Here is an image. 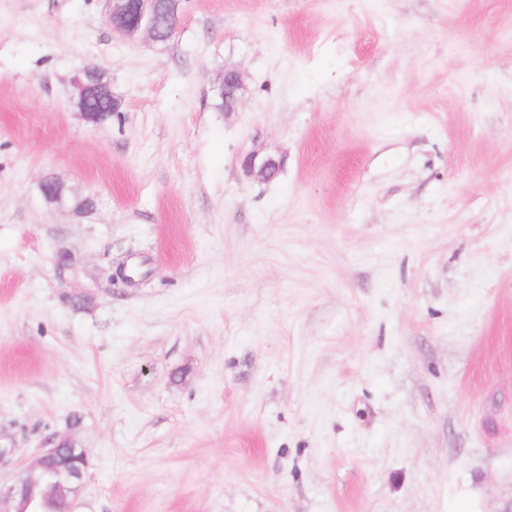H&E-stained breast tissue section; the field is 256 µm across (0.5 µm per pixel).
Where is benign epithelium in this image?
I'll return each instance as SVG.
<instances>
[{"label": "benign epithelium", "instance_id": "obj_1", "mask_svg": "<svg viewBox=\"0 0 512 512\" xmlns=\"http://www.w3.org/2000/svg\"><path fill=\"white\" fill-rule=\"evenodd\" d=\"M180 0H109V20L112 31L127 39L146 33L151 40L164 41L161 28L179 20ZM77 98L75 107L85 121L102 124L101 115L90 107V101L112 99L117 105L122 101L112 96L106 83L93 81L89 72L75 79ZM243 80L235 69L224 71V81L218 88V95L230 98L224 103V111L233 112L242 99ZM280 169V162L272 157L248 155L244 170L248 175L268 180ZM88 459L87 453L70 436L53 437L46 441L38 456L34 470L19 474L15 483L7 489L0 488V512H33L31 505L39 495L51 496L60 512H72L74 490L81 486Z\"/></svg>", "mask_w": 512, "mask_h": 512}]
</instances>
